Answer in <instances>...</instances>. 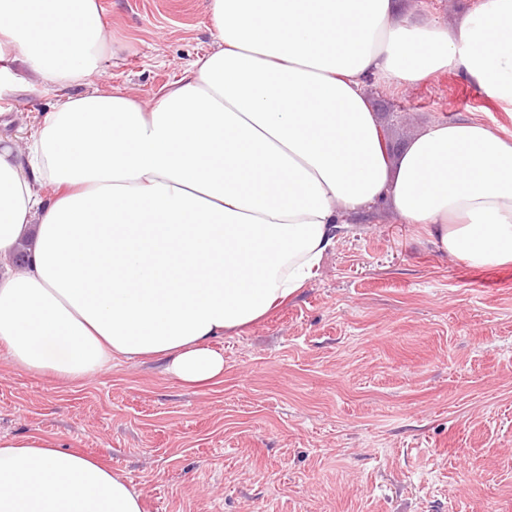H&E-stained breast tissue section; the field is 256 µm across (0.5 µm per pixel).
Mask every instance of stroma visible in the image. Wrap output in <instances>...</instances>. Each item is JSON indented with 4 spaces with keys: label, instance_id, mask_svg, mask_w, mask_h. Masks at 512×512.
Wrapping results in <instances>:
<instances>
[{
    "label": "stroma",
    "instance_id": "35a3bbf8",
    "mask_svg": "<svg viewBox=\"0 0 512 512\" xmlns=\"http://www.w3.org/2000/svg\"><path fill=\"white\" fill-rule=\"evenodd\" d=\"M128 46L99 86L154 98L211 47L204 0H99ZM469 0H399L421 23ZM391 158L439 119L512 136V112L455 74L366 87ZM64 100L0 94L24 141ZM224 376L189 388L159 359L71 382L0 353V436L41 433L98 458L143 512H512V265L437 253L380 204L288 304L215 340Z\"/></svg>",
    "mask_w": 512,
    "mask_h": 512
}]
</instances>
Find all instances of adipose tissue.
I'll use <instances>...</instances> for the list:
<instances>
[{
  "mask_svg": "<svg viewBox=\"0 0 512 512\" xmlns=\"http://www.w3.org/2000/svg\"><path fill=\"white\" fill-rule=\"evenodd\" d=\"M206 9L210 50L142 102L94 86L123 50L98 0H0V90L66 94L24 151L0 144V347L17 369L82 380L161 358L210 384L224 374L212 341L297 297L383 202L440 254L512 263V137L437 120L394 160L365 91L451 72L512 112V0L449 25L409 24L397 0ZM0 512L142 502L52 437L0 436Z\"/></svg>",
  "mask_w": 512,
  "mask_h": 512,
  "instance_id": "1",
  "label": "adipose tissue"
}]
</instances>
